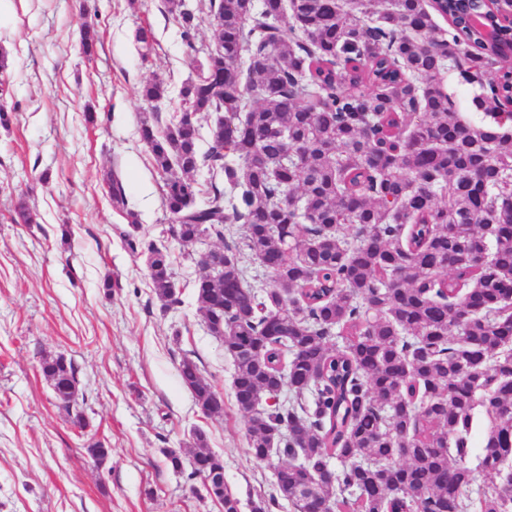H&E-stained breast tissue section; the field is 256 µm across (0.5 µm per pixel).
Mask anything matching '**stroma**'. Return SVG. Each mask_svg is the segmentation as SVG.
Instances as JSON below:
<instances>
[{
  "label": "stroma",
  "instance_id": "35a3bbf8",
  "mask_svg": "<svg viewBox=\"0 0 512 512\" xmlns=\"http://www.w3.org/2000/svg\"><path fill=\"white\" fill-rule=\"evenodd\" d=\"M100 41L82 53L85 18ZM154 37L150 55L135 39ZM0 512H224L201 480L174 472L166 453L190 454L204 430L224 462V487L239 512L278 498L273 467L248 449L247 418L235 403L234 363L208 330L194 294L205 237L175 239L162 177L139 135L153 112L169 120L197 67L163 0H18L0 36ZM161 78L166 98L147 103L140 86ZM116 171L140 224L130 231L107 195ZM26 202L35 223H14ZM152 241L172 255L178 304L156 298L145 256L128 244ZM64 354L79 379L90 422L80 430L54 399L43 358ZM193 359L224 397L210 417L180 382ZM102 442V463L87 452Z\"/></svg>",
  "mask_w": 512,
  "mask_h": 512
}]
</instances>
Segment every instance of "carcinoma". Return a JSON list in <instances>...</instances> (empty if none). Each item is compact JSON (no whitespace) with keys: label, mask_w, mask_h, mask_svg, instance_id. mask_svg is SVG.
<instances>
[{"label":"carcinoma","mask_w":512,"mask_h":512,"mask_svg":"<svg viewBox=\"0 0 512 512\" xmlns=\"http://www.w3.org/2000/svg\"><path fill=\"white\" fill-rule=\"evenodd\" d=\"M166 8L201 52V20L182 0ZM487 13L485 0H210L215 42L179 113L163 129L141 122L172 234L224 242V258L201 266L197 302L233 359L251 453L278 457L275 490L294 512H512V73L492 82L512 33L499 31L505 48L486 42L469 21ZM447 58L489 122L454 111ZM166 93L157 77L139 90L148 103ZM201 112L219 113L203 152ZM204 168L224 187L197 206ZM107 184L136 226L120 180ZM231 224L242 232L229 241ZM142 246L156 297L178 303L170 252ZM242 249L265 289L240 267ZM42 371L87 426L67 401L72 363L47 357ZM179 376L205 415H221L195 362ZM194 445L187 458L168 451L169 465L210 475L207 492L238 512L204 432ZM473 458L501 484L474 493Z\"/></svg>","instance_id":"carcinoma-1"}]
</instances>
